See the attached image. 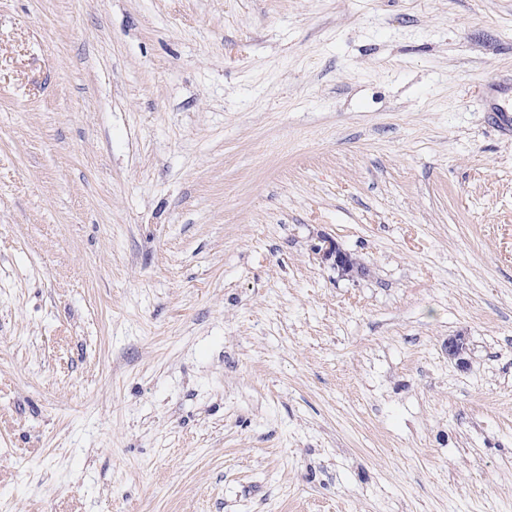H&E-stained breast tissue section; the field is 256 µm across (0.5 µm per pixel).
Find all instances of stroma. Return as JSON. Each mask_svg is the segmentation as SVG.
<instances>
[{
  "mask_svg": "<svg viewBox=\"0 0 512 512\" xmlns=\"http://www.w3.org/2000/svg\"><path fill=\"white\" fill-rule=\"evenodd\" d=\"M491 80L512 0H0V512H512ZM321 243L315 247V254L323 262L329 263L341 276H344L351 261L350 253L333 240H321Z\"/></svg>",
  "mask_w": 512,
  "mask_h": 512,
  "instance_id": "1",
  "label": "stroma"
}]
</instances>
